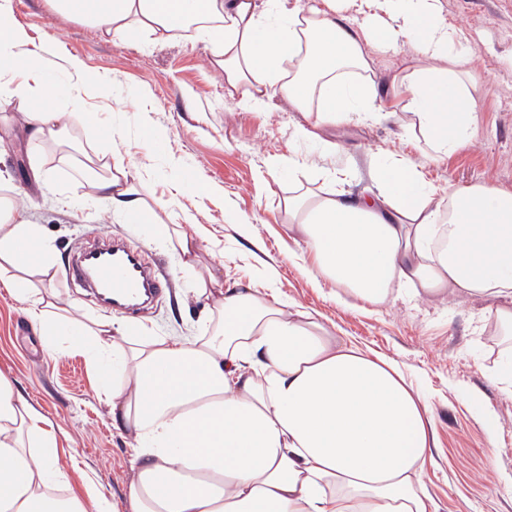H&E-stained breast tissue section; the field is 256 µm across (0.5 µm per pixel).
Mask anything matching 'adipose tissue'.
<instances>
[{"label": "adipose tissue", "mask_w": 512, "mask_h": 512, "mask_svg": "<svg viewBox=\"0 0 512 512\" xmlns=\"http://www.w3.org/2000/svg\"><path fill=\"white\" fill-rule=\"evenodd\" d=\"M53 13L103 34L164 39L206 35L210 61L246 104L281 96L319 126L395 118L419 130L429 156L471 140L475 105L463 64L472 53L441 0H47ZM0 0V77L28 132L31 156L75 125H98L82 99L60 104L41 53L6 20ZM411 47L418 64L396 80L393 110L369 86L370 47ZM375 190L354 196L337 172L331 193L290 198L288 229L305 244L307 274L380 305L459 294L493 297L489 312L512 337V192L488 183L439 187L400 156L372 167ZM94 195L113 214L147 227L193 275V297L213 301L216 321L198 336H170L111 317L80 314L44 289L57 250L17 195L0 196V274L47 350L84 356L118 428L133 437L123 512H436L422 483L435 445L423 398L390 360L338 336L319 313L221 286L200 265L195 236L149 205L121 150L92 173ZM447 203H440L439 193ZM39 247L36 261L20 257ZM66 473L54 425L0 372V512H113L106 501L56 495Z\"/></svg>", "instance_id": "ef3b65f1"}]
</instances>
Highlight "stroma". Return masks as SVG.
<instances>
[{
    "label": "stroma",
    "instance_id": "stroma-1",
    "mask_svg": "<svg viewBox=\"0 0 512 512\" xmlns=\"http://www.w3.org/2000/svg\"><path fill=\"white\" fill-rule=\"evenodd\" d=\"M442 6L473 49L465 68L477 112L471 144L430 160L420 133L392 121L339 123L303 138L296 130L312 127L313 117L281 97L268 109L241 108L242 90L228 87L211 67L206 40L104 35L51 13L44 0H13L12 22L35 42L56 43L104 78V85H84L55 63L46 72L48 80L93 105L118 137L110 144L96 128L72 127L66 143L45 149L44 170L36 174L18 117L0 126L8 147L0 170L39 202L33 220L58 252L53 293L91 316L109 314L191 336L202 318L192 276L179 271L176 253L160 249L142 225L113 220L108 204L93 195L83 160H111L116 146L128 151L131 174L149 201L169 197L175 166L189 168L195 183L181 185V204L166 221L182 225L196 217L204 230L201 261L244 288L269 281L275 297L320 313L343 338L397 364L428 406L436 446L423 480L438 512H512V392L495 376L505 349L489 318L496 299L398 300L378 307L337 301L335 283L315 282L304 272L305 246L288 229V198L332 187L341 168L351 173L349 191L369 192L370 168L387 150L422 161L427 180L440 187L489 180L512 190V0H442ZM412 56L408 47L397 55L373 53L369 78L383 104H390L386 90ZM147 126L161 135L163 150L142 138ZM324 139L336 145L325 157ZM288 157L293 167L273 169L275 160ZM311 158L318 159L319 172L307 170ZM113 235L138 248L166 283L153 306L134 318L109 311L72 274L80 250ZM29 323L0 281V371L52 420L70 491L84 494L91 483L109 501L122 502L131 476V436L113 426L84 357L47 351L37 333L21 335ZM491 414L497 423L488 422Z\"/></svg>",
    "mask_w": 512,
    "mask_h": 512
}]
</instances>
